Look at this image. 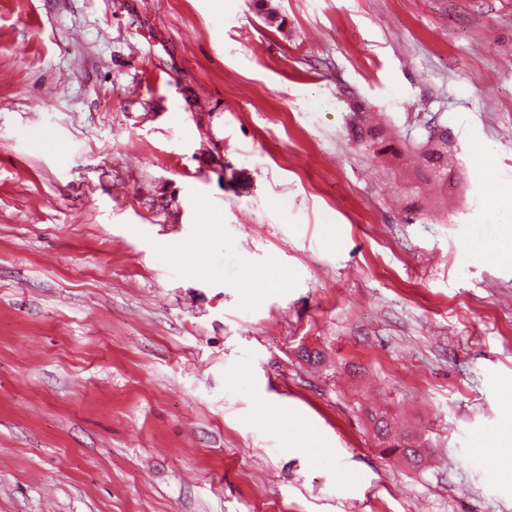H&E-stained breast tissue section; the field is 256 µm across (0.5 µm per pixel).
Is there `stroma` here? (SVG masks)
<instances>
[{
    "label": "stroma",
    "instance_id": "stroma-1",
    "mask_svg": "<svg viewBox=\"0 0 512 512\" xmlns=\"http://www.w3.org/2000/svg\"><path fill=\"white\" fill-rule=\"evenodd\" d=\"M511 193L512 0H0V512H512ZM435 128L443 132L441 138L442 141L448 142V148L440 147L438 149L423 150L429 139V130H425L422 139L418 142L400 143L395 141L391 133L383 126L373 124L369 117L365 115V112L359 111L356 108L353 109V116L349 123V136H351L352 142L356 145L367 141L376 144V153L384 165L388 164L391 158H399L403 151L422 152L423 163L418 164L416 180L407 184L411 185L408 191L405 189L406 211L409 212H418L422 209L423 202H420L422 194L419 183L432 184L442 189L448 184L438 179V174L448 173V165L456 163V156L452 155V159L448 160V152L454 154L450 142L451 139L448 136V125L436 121Z\"/></svg>",
    "mask_w": 512,
    "mask_h": 512
}]
</instances>
